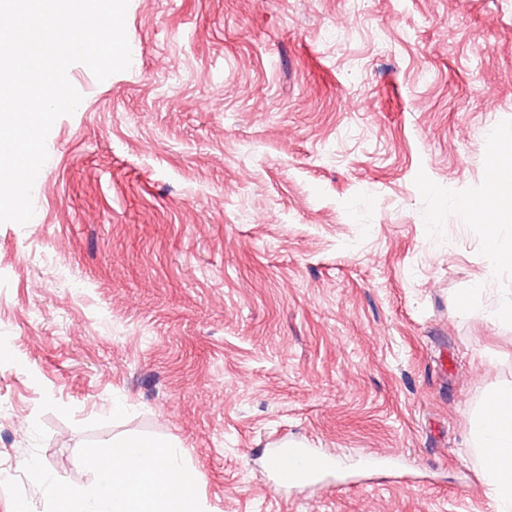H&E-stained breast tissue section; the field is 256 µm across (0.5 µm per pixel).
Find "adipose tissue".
<instances>
[{
  "mask_svg": "<svg viewBox=\"0 0 512 512\" xmlns=\"http://www.w3.org/2000/svg\"><path fill=\"white\" fill-rule=\"evenodd\" d=\"M489 178L491 190L459 201L480 219L497 217L501 211L497 189L512 182V154L494 159ZM468 440L480 454L497 512H512V396L493 397L491 408L472 418ZM89 461L101 473L96 491L85 495L55 486L53 512H198V484L172 445L130 439Z\"/></svg>",
  "mask_w": 512,
  "mask_h": 512,
  "instance_id": "adipose-tissue-1",
  "label": "adipose tissue"
}]
</instances>
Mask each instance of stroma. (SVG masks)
<instances>
[{
  "label": "stroma",
  "instance_id": "stroma-1",
  "mask_svg": "<svg viewBox=\"0 0 512 512\" xmlns=\"http://www.w3.org/2000/svg\"><path fill=\"white\" fill-rule=\"evenodd\" d=\"M126 33L0 224V512L133 437L201 512H496L467 433L512 391V266L453 201L512 152V0H129ZM286 439L334 471L281 483Z\"/></svg>",
  "mask_w": 512,
  "mask_h": 512
}]
</instances>
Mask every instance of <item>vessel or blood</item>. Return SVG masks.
Listing matches in <instances>:
<instances>
[{"label": "vessel or blood", "instance_id": "vessel-or-blood-1", "mask_svg": "<svg viewBox=\"0 0 512 512\" xmlns=\"http://www.w3.org/2000/svg\"><path fill=\"white\" fill-rule=\"evenodd\" d=\"M268 460L276 476L284 481L295 483L319 481L335 466L332 454L300 442H291L283 447L269 449Z\"/></svg>", "mask_w": 512, "mask_h": 512}]
</instances>
